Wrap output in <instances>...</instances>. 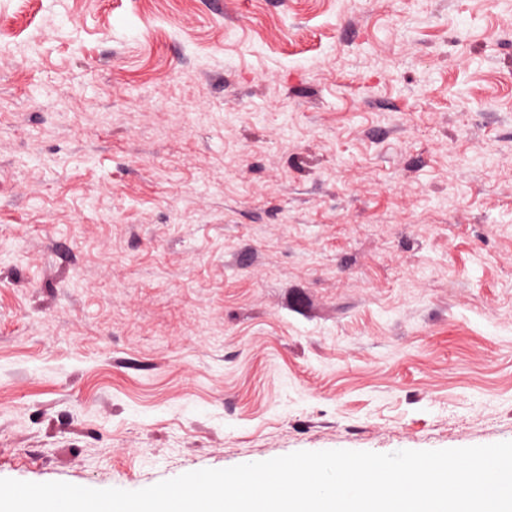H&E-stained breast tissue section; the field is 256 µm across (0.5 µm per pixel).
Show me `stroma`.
<instances>
[{
  "instance_id": "1",
  "label": "stroma",
  "mask_w": 512,
  "mask_h": 512,
  "mask_svg": "<svg viewBox=\"0 0 512 512\" xmlns=\"http://www.w3.org/2000/svg\"><path fill=\"white\" fill-rule=\"evenodd\" d=\"M502 441L512 0H0V478Z\"/></svg>"
}]
</instances>
